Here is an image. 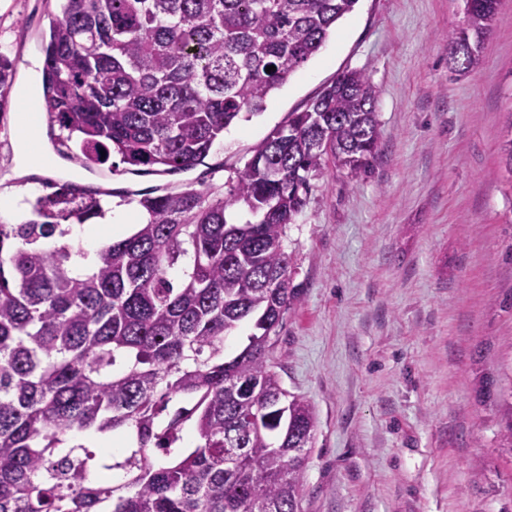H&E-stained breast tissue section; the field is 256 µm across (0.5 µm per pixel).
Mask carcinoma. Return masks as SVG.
Segmentation results:
<instances>
[{"label": "carcinoma", "mask_w": 512, "mask_h": 512, "mask_svg": "<svg viewBox=\"0 0 512 512\" xmlns=\"http://www.w3.org/2000/svg\"><path fill=\"white\" fill-rule=\"evenodd\" d=\"M356 3L61 0L42 72L53 142L89 169L113 153L135 173L200 165ZM498 4L465 0L457 74L479 67ZM12 78L0 55V110ZM378 143L369 79L345 70L252 148L226 196L145 191L146 222L84 271L80 246L41 241L103 215L112 192L54 182L37 219L0 224V512H302L313 409L268 362L295 298L286 229L326 157L358 178ZM499 154L512 174V120ZM238 203L253 219L228 222ZM102 435L125 447L97 451Z\"/></svg>", "instance_id": "obj_1"}]
</instances>
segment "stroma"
Segmentation results:
<instances>
[{
	"mask_svg": "<svg viewBox=\"0 0 512 512\" xmlns=\"http://www.w3.org/2000/svg\"><path fill=\"white\" fill-rule=\"evenodd\" d=\"M58 0H0V54L24 85ZM463 0H357L319 52L205 164L167 175L89 170L25 176L20 102L0 109V196L32 214L47 182L105 183L107 210L142 215L139 191L227 193L289 113L347 69L375 92L380 140L358 178L325 163L287 228L297 293L271 357L312 406L303 512H512V187L499 144L512 117V0L483 62L451 73Z\"/></svg>",
	"mask_w": 512,
	"mask_h": 512,
	"instance_id": "1",
	"label": "stroma"
}]
</instances>
